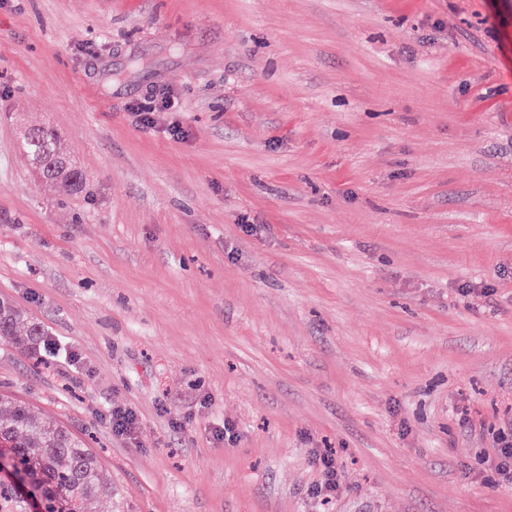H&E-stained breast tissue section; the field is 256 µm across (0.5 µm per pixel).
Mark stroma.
Instances as JSON below:
<instances>
[{"instance_id":"obj_1","label":"stroma","mask_w":512,"mask_h":512,"mask_svg":"<svg viewBox=\"0 0 512 512\" xmlns=\"http://www.w3.org/2000/svg\"><path fill=\"white\" fill-rule=\"evenodd\" d=\"M1 297L99 512H512V0H0ZM178 102L173 95H163L159 99H154L149 105H138L133 108L140 118V121L146 125L154 122V112H176ZM59 140L58 132L50 126L27 128L21 137V148L39 181L63 193L78 191L84 186V173L61 149ZM0 335L14 336L25 351H37L44 345L45 330L28 318L7 299L0 300ZM315 461L321 473L320 490L323 495V501L329 502L336 495L338 487V467L336 458L320 449L314 452Z\"/></svg>"}]
</instances>
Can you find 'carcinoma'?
I'll use <instances>...</instances> for the list:
<instances>
[{"mask_svg":"<svg viewBox=\"0 0 512 512\" xmlns=\"http://www.w3.org/2000/svg\"><path fill=\"white\" fill-rule=\"evenodd\" d=\"M59 140L50 126L27 128L21 148L39 181L63 193L78 191L84 186V173ZM0 335L14 337L25 351H37L46 333L9 300L1 299ZM0 442L9 445L23 466L28 488L24 494L13 482L0 479V512H31V500L38 498L45 512H95L98 491L108 474L83 438L47 423L25 403L15 401L0 412Z\"/></svg>","mask_w":512,"mask_h":512,"instance_id":"carcinoma-1","label":"carcinoma"}]
</instances>
